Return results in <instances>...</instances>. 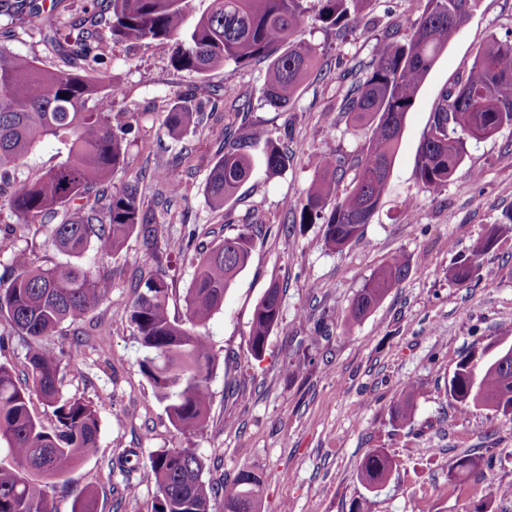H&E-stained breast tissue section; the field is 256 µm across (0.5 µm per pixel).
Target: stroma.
Here are the masks:
<instances>
[{
    "label": "stroma",
    "mask_w": 512,
    "mask_h": 512,
    "mask_svg": "<svg viewBox=\"0 0 512 512\" xmlns=\"http://www.w3.org/2000/svg\"><path fill=\"white\" fill-rule=\"evenodd\" d=\"M45 0V11L16 27L9 46L47 67L62 60L43 39L50 24L80 12L91 0ZM423 0H376L378 28L343 36L319 31L314 22L302 38L324 43L330 68L312 75L292 110L266 104L265 63L224 67L208 77L172 67L166 47L106 44V79L120 88L114 111L133 129L128 168L113 188L138 181L154 204L159 247L144 254L129 238L116 255L83 257L84 265L112 277L110 293L83 320L63 323L55 337L78 342L83 356L62 362L63 397L98 405V441L66 479L50 487L56 512H75L79 494L94 490L98 512H151L156 486L147 467L167 449L193 450L205 479L219 483L250 470L263 479L261 512H349L366 496L357 478L371 450L386 449L395 460L387 486L374 498V512H472L486 484L463 479L448 484L462 455L495 454L494 481L512 484V422L487 409L460 410L444 397V380L471 347L501 339L512 343V233L483 255L476 276L464 286L448 279L455 262L469 255L491 224L512 210V126L467 143L455 179L441 192L421 191L415 175L418 150L440 95L472 63L488 33L512 34V0H481L478 9L439 55L406 114L390 177V188L361 240L342 250L326 247L319 224H293L290 205L309 186L320 157L333 153L353 160L363 152L366 130H353L341 107L353 81L351 70L370 60L380 26L394 22L410 32ZM250 101L240 113L224 97L225 83ZM188 97L217 105L216 122L171 139L165 128L168 104ZM262 130L295 152L285 170L269 172L255 161L249 180L223 209L210 206L204 188L222 152V136L245 137ZM185 155V188L172 205L159 204L156 167ZM416 197L415 211L403 209ZM250 225L247 266L207 323L217 357L209 380L205 422L182 430L143 373L140 348L129 322L138 282L165 272L171 317L187 318L185 296L194 255L168 254L165 243L189 229L214 244ZM409 262L407 277L362 321L345 315L371 274L395 255ZM18 266L33 259L51 264L63 256L46 241L45 229L30 227L13 252L0 258ZM282 289L280 325L261 357L246 345L253 310L270 283ZM109 351H101L100 338ZM421 383L411 425L399 427L390 410L407 382ZM129 455L131 468L116 469Z\"/></svg>",
    "instance_id": "obj_1"
}]
</instances>
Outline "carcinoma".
<instances>
[{
	"instance_id": "obj_1",
	"label": "carcinoma",
	"mask_w": 512,
	"mask_h": 512,
	"mask_svg": "<svg viewBox=\"0 0 512 512\" xmlns=\"http://www.w3.org/2000/svg\"><path fill=\"white\" fill-rule=\"evenodd\" d=\"M375 0H209L195 24L184 21L188 0H92L55 30V47L64 65L48 68L36 58L0 44V211L23 220L7 225L0 235V254L13 251L17 230L51 226V244L69 257L94 250L100 256L118 253L133 234L146 250H154L157 228L138 184L109 192L105 184L125 168V136L131 124L112 121V99L99 71L104 61L102 27L112 41L170 48L171 65L200 75L228 64L243 67L267 63L263 94L273 108L289 111L302 84L324 55V45L296 39L312 18L324 31L367 30ZM479 0H424L411 34L396 28L376 39L372 59L351 85L344 112L353 127H368V140L353 167L355 177L339 189L345 162L324 155L305 195L292 205L294 224L324 225L327 246L341 249L362 239L366 224L387 192L394 155L405 115L438 56L468 20ZM0 13L21 24L40 15L38 0H0ZM65 97H59V94ZM204 121V108L181 98L170 106L165 125L180 138ZM512 126V38L494 34L475 52L468 71L441 97L417 160L420 189L437 193L454 181L466 155L469 132L498 131ZM62 145L60 161L36 176L30 159L42 139ZM263 143L268 170L288 167L295 153L261 132L249 141L224 143L214 163L205 194L215 209L224 208L249 178L254 157L250 149ZM153 179L168 196L182 189L179 164L154 171ZM512 224V212L477 240L471 257L456 263L448 277L458 284L479 269L478 258L495 246ZM195 233L170 239L166 249L183 254ZM251 237L241 229L212 246L195 250L196 264L187 291L188 322L170 316L169 285L160 275L143 284L130 307L129 320L144 350L140 366L153 384L172 424L181 429L201 425L209 404V379L215 365L206 322L224 304V295L246 267ZM409 263L394 256L376 270L353 299L346 315L357 322L369 315L390 288L404 280ZM112 277L90 267L66 262L51 266L35 261L0 273V349L12 337L26 346L28 374L19 386L10 367L0 363V444L8 462L0 460V512H54L49 481L67 476L73 465L97 446L98 408L79 398L61 399L59 369L63 356H81L79 345L56 350L52 337L64 321L77 322L106 297ZM280 288L272 284L256 304L247 339L248 350L262 355L271 330L280 324ZM487 349H471L458 360L445 393L460 409L484 408L512 420V344H502L491 358ZM417 382L406 385L391 419L404 427L413 419ZM53 408L58 426L46 431L33 417L30 396ZM394 460L376 448L360 463L357 476L373 492L386 482ZM496 466L494 456L460 457L448 480L475 475L485 481ZM157 493L152 512H214L217 492L203 478V464L189 449L165 450L149 458ZM263 481L242 470L222 484L223 512H260ZM489 498L471 512H492L494 498H511L512 484H488Z\"/></svg>"
}]
</instances>
